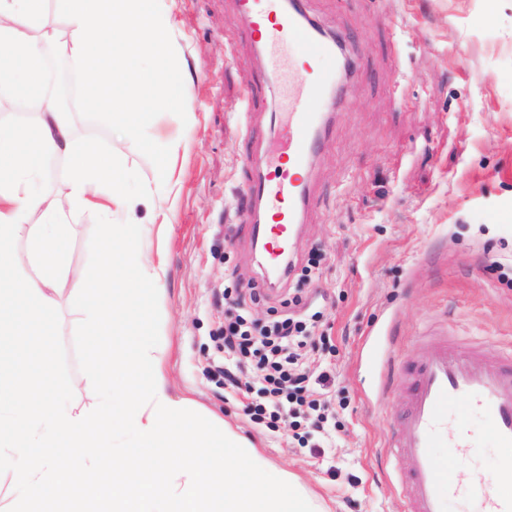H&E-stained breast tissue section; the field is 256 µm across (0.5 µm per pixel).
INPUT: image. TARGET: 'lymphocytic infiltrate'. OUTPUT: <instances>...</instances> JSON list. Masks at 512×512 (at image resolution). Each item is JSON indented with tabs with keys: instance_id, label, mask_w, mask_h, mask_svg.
<instances>
[{
	"instance_id": "obj_1",
	"label": "lymphocytic infiltrate",
	"mask_w": 512,
	"mask_h": 512,
	"mask_svg": "<svg viewBox=\"0 0 512 512\" xmlns=\"http://www.w3.org/2000/svg\"><path fill=\"white\" fill-rule=\"evenodd\" d=\"M261 297L260 290L253 287L238 291L231 300L234 313L222 333L225 353L233 356L238 366L252 364L259 371L263 386L256 391L258 400L250 399V384L240 382L232 371H225L224 379L232 392L246 396L245 413L294 427L300 419L324 408L320 388L327 377L311 376L307 370L304 349L309 331L299 311L300 297L284 299L280 314L260 324L251 319L246 305Z\"/></svg>"
}]
</instances>
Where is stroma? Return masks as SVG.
I'll list each match as a JSON object with an SVG mask.
<instances>
[{
  "mask_svg": "<svg viewBox=\"0 0 512 512\" xmlns=\"http://www.w3.org/2000/svg\"><path fill=\"white\" fill-rule=\"evenodd\" d=\"M308 2L348 41L358 68L335 113L336 135L313 167L318 202L287 283L269 286L248 233L249 156L275 124L266 106L251 134L237 127L243 90L264 74L236 0H150V11L173 18L168 57L137 66L187 79L181 107L127 129L85 108L82 82L73 137L116 149L134 196L160 178L159 147L180 145L171 233L159 235L152 206L141 204L134 218L145 230L128 245L165 259V293L149 322L168 391L192 399L201 416L224 418L275 470L299 475L324 512H407L385 456L407 396L401 388L380 395L369 356L406 370L436 336L456 338L466 352L512 346V283L499 276L512 263V0ZM63 221L71 271L95 274L99 223L69 210ZM249 286L267 296L249 307L262 323L285 295L326 294L307 349L311 374L330 372L328 422L273 432L225 389L215 339L224 293ZM56 300L49 321L0 338V363L24 372L49 352L69 405L89 408L97 390L72 283ZM468 430L473 470H492L499 450L481 414Z\"/></svg>",
  "mask_w": 512,
  "mask_h": 512,
  "instance_id": "35a3bbf8",
  "label": "stroma"
}]
</instances>
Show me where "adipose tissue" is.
<instances>
[{"label":"adipose tissue","instance_id":"ef3b65f1","mask_svg":"<svg viewBox=\"0 0 512 512\" xmlns=\"http://www.w3.org/2000/svg\"><path fill=\"white\" fill-rule=\"evenodd\" d=\"M43 3L0 0V54L22 65L36 94L40 155L67 158L71 176L64 196L33 191L24 131L0 127V269L9 274L0 332L17 334L27 321L47 317L56 280L72 276L101 394L94 410L77 413L42 382L52 372L50 356L27 381L0 367V480L13 495L0 512H317L296 476L274 470L227 425L197 420L190 399L168 392L163 351L135 313L145 295L162 294L166 266L141 261L129 275L112 258L138 231L130 221L137 200L159 202L167 219L172 191L147 185L132 197L117 152L75 145L40 91L43 49L28 28ZM145 3L59 0L65 52L113 117L133 126L185 96L183 84L131 66L168 48L170 17L148 13ZM68 207L104 226L102 267L93 277L70 275L57 249ZM34 213L41 223H29Z\"/></svg>","mask_w":512,"mask_h":512}]
</instances>
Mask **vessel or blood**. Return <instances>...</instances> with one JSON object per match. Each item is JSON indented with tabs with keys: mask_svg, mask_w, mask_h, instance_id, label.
Segmentation results:
<instances>
[{
	"mask_svg": "<svg viewBox=\"0 0 512 512\" xmlns=\"http://www.w3.org/2000/svg\"><path fill=\"white\" fill-rule=\"evenodd\" d=\"M237 6L263 59L269 92L288 114L285 150L273 161L259 149L244 189L254 203L250 235L263 265L284 274L286 256L315 203L308 168L333 137L338 74L349 59L338 38L308 17L302 0H237ZM401 383L408 405L387 455L401 468L409 512H447L455 470L469 461L465 422L476 412L485 414L500 451L497 470L479 479L496 490L483 512H512V492L504 490L512 485V352L465 356L455 340L440 336ZM437 448L446 449L445 458L434 457Z\"/></svg>",
	"mask_w": 512,
	"mask_h": 512,
	"instance_id": "obj_1",
	"label": "vessel or blood"
}]
</instances>
